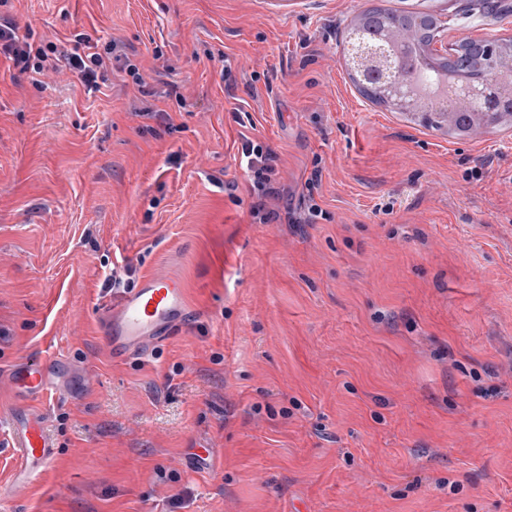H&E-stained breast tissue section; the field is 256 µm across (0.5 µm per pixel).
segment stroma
Instances as JSON below:
<instances>
[{
	"instance_id": "35a3bbf8",
	"label": "stroma",
	"mask_w": 512,
	"mask_h": 512,
	"mask_svg": "<svg viewBox=\"0 0 512 512\" xmlns=\"http://www.w3.org/2000/svg\"><path fill=\"white\" fill-rule=\"evenodd\" d=\"M467 2L0 9L35 46L116 44L92 92L0 56V389L68 359L65 399L40 406L55 461L0 512H512V129L425 128L344 62L379 3L441 15L451 44L512 37V0L477 26ZM247 138L276 156L266 223ZM308 192L321 216L289 223ZM147 271L198 312L112 363L95 310Z\"/></svg>"
}]
</instances>
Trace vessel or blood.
Returning a JSON list of instances; mask_svg holds the SVG:
<instances>
[{
    "instance_id": "1",
    "label": "vessel or blood",
    "mask_w": 512,
    "mask_h": 512,
    "mask_svg": "<svg viewBox=\"0 0 512 512\" xmlns=\"http://www.w3.org/2000/svg\"><path fill=\"white\" fill-rule=\"evenodd\" d=\"M187 291L174 277L148 273L137 288L115 299L108 308L96 311L97 322L108 356L122 363L152 344L168 340L190 317ZM62 359L16 365L9 375L12 390L41 401L64 394L57 379ZM4 421L11 432L21 461V477L13 478L5 489L16 492L34 485L54 462L56 444L41 414L26 408L10 410Z\"/></svg>"
}]
</instances>
